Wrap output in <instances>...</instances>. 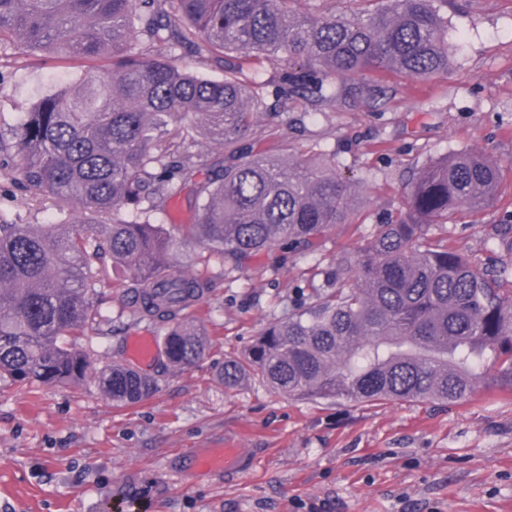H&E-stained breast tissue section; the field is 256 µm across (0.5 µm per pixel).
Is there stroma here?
<instances>
[{
	"instance_id": "obj_1",
	"label": "stroma",
	"mask_w": 512,
	"mask_h": 512,
	"mask_svg": "<svg viewBox=\"0 0 512 512\" xmlns=\"http://www.w3.org/2000/svg\"><path fill=\"white\" fill-rule=\"evenodd\" d=\"M448 72L408 79L374 74L391 90L389 110L357 104L283 111L271 89L252 139L257 156L332 151L359 193L351 223L331 226L303 255L278 246L239 265L214 259L193 312L210 349L176 369L158 356L147 370L157 390L118 406L98 387L100 372L124 361L132 330L160 327L126 307L129 277L97 287L99 333L82 338L91 367L82 384H15L0 378V512H512V393L453 405L419 401L297 400L253 377L226 389L219 372L257 333L288 315L300 291L328 287L338 259L375 225L404 211L407 184L454 152L495 160L498 201L462 210L448 244L475 260L512 263V0H448ZM63 66L0 46V128L18 126ZM195 182L230 164L223 146L194 130ZM50 201L0 175V221L48 224ZM233 439L255 449L253 471L210 478L184 467L187 451Z\"/></svg>"
}]
</instances>
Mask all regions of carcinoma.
I'll list each match as a JSON object with an SVG mask.
<instances>
[{"mask_svg": "<svg viewBox=\"0 0 512 512\" xmlns=\"http://www.w3.org/2000/svg\"><path fill=\"white\" fill-rule=\"evenodd\" d=\"M292 0H0V44L14 42L61 65L82 67L77 87L58 84L0 132V170L19 173L61 211V224H0V376L27 385L75 384L90 355L78 338L99 330L93 299L101 261L112 254L134 278L131 313L168 326L173 368L203 358L205 330L190 310L207 271L172 269L176 236L151 216L180 194L198 168L183 148L195 119L228 148L258 137L263 99L244 65L287 61L264 82L282 107L300 97L331 108L364 103L384 112L371 72L429 77L448 71L447 0H381L367 15L300 16ZM190 46L224 79L180 69L164 54ZM500 168L458 153L423 168L406 209L346 256L336 287L263 330L241 358L224 361L228 389L257 376L296 399L457 403L481 387L512 391V268L497 269L448 246V219L479 210L498 193ZM353 186L336 157L288 161L241 153L196 188L194 223L183 235L239 264L286 243L313 251L332 224H347ZM140 221L128 222L125 213ZM117 405L134 404L157 381L114 362L99 375Z\"/></svg>", "mask_w": 512, "mask_h": 512, "instance_id": "1", "label": "carcinoma"}]
</instances>
